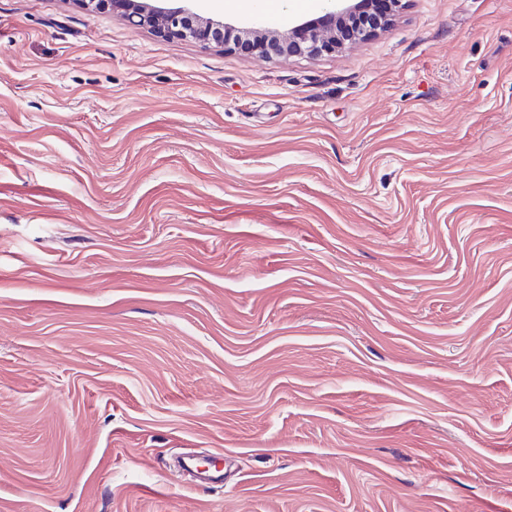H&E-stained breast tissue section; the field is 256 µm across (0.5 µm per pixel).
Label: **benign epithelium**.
Here are the masks:
<instances>
[{
    "mask_svg": "<svg viewBox=\"0 0 512 512\" xmlns=\"http://www.w3.org/2000/svg\"><path fill=\"white\" fill-rule=\"evenodd\" d=\"M162 0H80L91 13L107 6L122 7L121 15L132 26L149 27L157 32L192 38L224 52L234 49L232 41L224 38L229 24L188 12L182 7L160 6ZM327 11L316 22H304L287 29L275 23L258 22L249 28L235 31L238 38L252 43L253 51L266 58L282 56L317 57L331 53L346 42V22L370 0H326Z\"/></svg>",
    "mask_w": 512,
    "mask_h": 512,
    "instance_id": "1",
    "label": "benign epithelium"
}]
</instances>
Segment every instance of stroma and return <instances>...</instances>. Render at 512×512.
<instances>
[{
    "label": "stroma",
    "instance_id": "35a3bbf8",
    "mask_svg": "<svg viewBox=\"0 0 512 512\" xmlns=\"http://www.w3.org/2000/svg\"><path fill=\"white\" fill-rule=\"evenodd\" d=\"M0 512H512V0H0ZM81 5L91 13L118 5L122 7L121 15L132 26L154 28L164 35L192 38L231 52L235 44L224 38V29H234L223 19L203 18L188 12L182 7L167 8L159 5L164 0H80ZM327 11L316 22H304L284 29L281 25L258 22L249 28L235 31L242 40L252 43L253 51L266 58L282 56L317 57L331 53L347 41L343 23L370 0H325ZM336 2V4H335ZM338 2L347 4L340 5ZM355 2V3H351ZM283 29V30H282ZM233 44V46H232Z\"/></svg>",
    "mask_w": 512,
    "mask_h": 512
}]
</instances>
